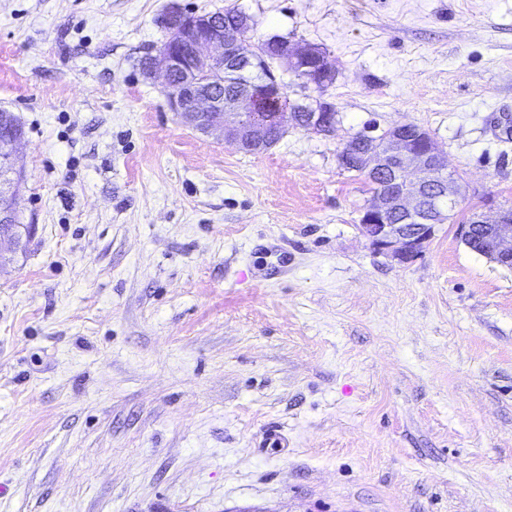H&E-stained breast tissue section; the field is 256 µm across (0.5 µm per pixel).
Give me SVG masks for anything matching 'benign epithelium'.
Wrapping results in <instances>:
<instances>
[{"label":"benign epithelium","instance_id":"benign-epithelium-1","mask_svg":"<svg viewBox=\"0 0 512 512\" xmlns=\"http://www.w3.org/2000/svg\"><path fill=\"white\" fill-rule=\"evenodd\" d=\"M182 25L160 46L157 55H148L146 76L163 73L169 106L182 121L206 137L232 143L240 150L258 151L269 147L270 125L258 112L251 94L224 99L217 92L216 77L235 82L256 73L257 63L270 66L284 62L295 77L321 89L328 82V71L314 61L311 46L293 45L280 52L265 42L251 44L245 39L252 27L246 15L236 19L233 31L224 32L220 12L185 13L171 7ZM334 106L324 100L308 105L302 112H279L274 122L281 129L292 125L315 133L331 134L336 125ZM13 113L0 108V160L16 155L7 146L23 139V134L3 128ZM350 161L371 184V199L360 219V230L373 248L401 263L418 256L431 238L434 226L443 224L454 211L461 187L447 166L432 137L414 125H396L378 135L364 133L357 148L346 149ZM24 182V171L0 172V245L14 250L30 237L32 227L18 223L16 200ZM482 228L483 247L479 254L512 267V206L501 207L493 218L475 212L461 225L464 241L473 230Z\"/></svg>","mask_w":512,"mask_h":512}]
</instances>
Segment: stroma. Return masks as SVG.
I'll list each match as a JSON object with an SVG mask.
<instances>
[{"label":"stroma","instance_id":"stroma-1","mask_svg":"<svg viewBox=\"0 0 512 512\" xmlns=\"http://www.w3.org/2000/svg\"><path fill=\"white\" fill-rule=\"evenodd\" d=\"M325 52L333 134L245 153L140 61L170 6ZM35 231L0 263V512H512V0H0ZM414 124L462 193L407 263L339 160ZM276 430L281 445L264 442ZM481 228L484 233L483 247L478 253L501 266L511 268L512 206L500 207L492 219L482 213H473L468 224L461 225V235L465 243H468L473 233L474 237L480 238L482 236ZM467 245L470 247L469 244Z\"/></svg>","mask_w":512,"mask_h":512}]
</instances>
